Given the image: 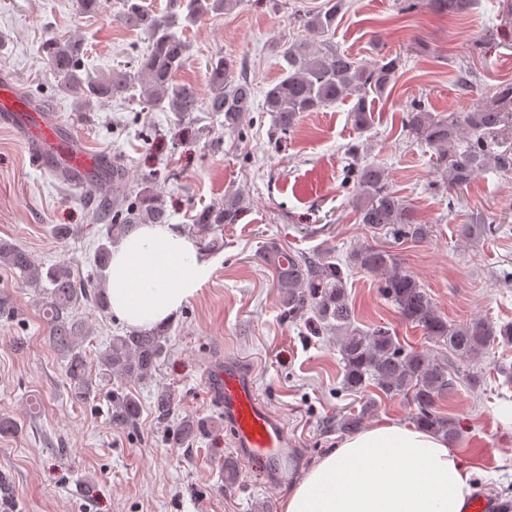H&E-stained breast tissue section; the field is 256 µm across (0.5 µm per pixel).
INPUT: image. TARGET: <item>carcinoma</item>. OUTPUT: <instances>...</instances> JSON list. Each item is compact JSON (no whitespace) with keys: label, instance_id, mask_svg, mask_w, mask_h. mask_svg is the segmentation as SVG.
Wrapping results in <instances>:
<instances>
[{"label":"carcinoma","instance_id":"1","mask_svg":"<svg viewBox=\"0 0 512 512\" xmlns=\"http://www.w3.org/2000/svg\"><path fill=\"white\" fill-rule=\"evenodd\" d=\"M242 0H167L165 11L157 14L143 0H77L80 13L101 15L112 8L114 20L140 28L146 47L135 51L101 76L82 75L84 45L79 39L65 42L55 37L45 43L48 66L57 86L78 101L121 99L141 107L143 112H170L177 136L189 132L191 115L210 112L224 115V128L241 131V120L252 111L255 88L230 57L216 54L207 62L210 94L200 101L196 89L176 81V74L189 60L190 46L176 31L179 21L194 23L211 11H231ZM476 0H426L432 10L448 16L465 14ZM347 8L346 0H323L318 6L297 15L296 22L308 37L281 46L284 61L281 77L265 92L262 111L274 118L275 133L286 137L294 131L306 112H318L349 99L352 126L360 134L370 130L374 103L393 86L399 59L386 57L361 63L336 48L329 35ZM411 142L433 151L435 165L444 175L443 187L455 192L469 185L480 173L512 174V83L480 96L465 109L433 112L425 101L411 103L403 119ZM348 179L358 223L386 231L395 239L421 240L429 232L418 221L413 207L389 185L385 170L361 157L360 145L348 148ZM128 170L120 159L105 160L92 176L90 186L99 194L100 206L93 211L96 222L106 224V242L95 250V267L104 269L110 257L108 243L123 236L136 224H166L170 214L161 196L153 189L155 175L142 177L143 187L114 199L103 189L107 182L126 179ZM243 198L234 193L224 202L199 211L194 219L200 233L201 250L216 247L218 239H206L216 224H234L242 210ZM265 262L276 275L279 304L284 318L303 321L315 333L337 332L343 362L342 390L364 393L374 389L387 397L405 396L415 405L416 425L448 438L457 436L452 421L439 411V403L452 395L454 379L448 364L430 351L407 350L400 346L390 328L375 325L366 330L354 326L353 310L342 266L331 260L330 251L317 259L296 255L276 245L263 252ZM0 266L10 269L41 297L42 317L49 345L66 363L71 396L90 399L95 389L114 378L145 381L152 377L168 352L167 331L159 326L135 328L110 339L91 372L83 354L87 337L84 323L75 311L90 303L108 310L104 285L95 278H80L65 264L47 269L36 265L21 247L0 241ZM349 267L382 276L381 295L393 304L402 321L421 328L423 334L448 347L460 359H475L498 339L512 342V322L496 323L475 318L465 324L448 322L426 289L411 273L397 264L394 254L383 246L352 251ZM173 397L161 389L154 409L160 422L172 416ZM365 400L358 413L343 416L340 428L357 431L361 420L373 408ZM141 404L123 389L112 391L109 419L120 428L136 426ZM203 422L187 417L172 431L178 445L195 440Z\"/></svg>","mask_w":512,"mask_h":512}]
</instances>
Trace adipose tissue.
I'll use <instances>...</instances> for the list:
<instances>
[{
  "label": "adipose tissue",
  "instance_id": "ef3b65f1",
  "mask_svg": "<svg viewBox=\"0 0 512 512\" xmlns=\"http://www.w3.org/2000/svg\"><path fill=\"white\" fill-rule=\"evenodd\" d=\"M113 314L151 328L174 320L209 278L197 243L176 224H142L112 248ZM470 474L441 435L385 421L345 439L309 468L283 512H463Z\"/></svg>",
  "mask_w": 512,
  "mask_h": 512
}]
</instances>
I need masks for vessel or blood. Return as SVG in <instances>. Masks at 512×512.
Masks as SVG:
<instances>
[{"label": "vessel or blood", "instance_id": "vessel-or-blood-1", "mask_svg": "<svg viewBox=\"0 0 512 512\" xmlns=\"http://www.w3.org/2000/svg\"><path fill=\"white\" fill-rule=\"evenodd\" d=\"M0 127L19 135L34 166L72 183L86 182L101 160L86 150L72 129L37 108L4 78L0 79ZM208 387L240 458L275 472L277 460L288 450V431L258 397L248 371L237 361L225 360L209 372Z\"/></svg>", "mask_w": 512, "mask_h": 512}]
</instances>
